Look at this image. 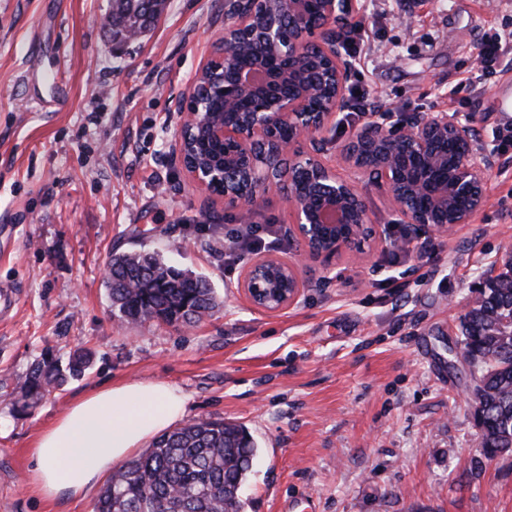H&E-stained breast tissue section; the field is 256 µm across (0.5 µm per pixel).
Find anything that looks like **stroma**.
Here are the masks:
<instances>
[{"instance_id": "35a3bbf8", "label": "stroma", "mask_w": 512, "mask_h": 512, "mask_svg": "<svg viewBox=\"0 0 512 512\" xmlns=\"http://www.w3.org/2000/svg\"><path fill=\"white\" fill-rule=\"evenodd\" d=\"M112 0H0V395L44 352L85 348V375L25 408L0 404V512H92L98 489L48 502L31 488L30 448L73 400L124 381L167 382L186 420L244 426L258 453L243 512H282L316 496L319 512H512V456L470 474L481 431L454 321L480 272L512 241V169L495 170L484 209L426 250L405 247L386 187L363 193L389 242L304 268L308 285L278 312L253 306L230 258L231 232L274 225L287 258L288 195L259 194L228 212L175 159L177 102L224 33V0H166L154 28L114 44ZM368 37L352 61L349 102L378 111L480 112L485 148L512 155V89L501 64L477 94H451L483 42L512 34V0H359ZM65 64L67 106L39 73ZM159 252L206 276L218 305L188 329L114 319L112 254ZM407 286L394 292L392 280Z\"/></svg>"}]
</instances>
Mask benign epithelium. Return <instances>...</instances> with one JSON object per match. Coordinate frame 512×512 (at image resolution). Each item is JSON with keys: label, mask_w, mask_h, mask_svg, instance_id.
Masks as SVG:
<instances>
[{"label": "benign epithelium", "mask_w": 512, "mask_h": 512, "mask_svg": "<svg viewBox=\"0 0 512 512\" xmlns=\"http://www.w3.org/2000/svg\"><path fill=\"white\" fill-rule=\"evenodd\" d=\"M288 12V25L280 20ZM357 0H322L317 24H306L305 0H225L224 44L199 67L189 91L180 101L184 115L177 136V157L197 185L211 191L224 184L219 198L224 209L251 212L258 193L277 185L283 167L288 180L300 167L309 174L306 188L288 186L289 223L299 243L294 257L256 259L248 268L243 288L257 308L278 312L296 302L305 288L299 267L328 264L337 255L366 254L365 245L382 239L373 224L360 190L363 179L384 182L391 195L398 224L406 231L404 244H427L437 235L449 236L471 224L487 202L491 172L499 164L497 152L479 145L478 112H409L388 124L390 114L365 112L349 143L336 150V160L318 157L327 143L325 134L336 131L355 68L347 58L344 32L358 23ZM248 42L279 55L288 63L286 78L298 84L292 96L267 87L259 66L240 70L233 82L220 83L216 75L234 62L229 43ZM255 95V110L245 117L217 119L207 110V99ZM204 128L218 140H231L237 150L224 163L199 166L188 163L185 135L189 126ZM293 130L288 142L277 138L283 125ZM452 142L459 152L448 161L442 145ZM309 143L312 154H302ZM345 165L350 174L337 167ZM429 204L414 206L417 197ZM484 288H512V245L480 274L472 301Z\"/></svg>", "instance_id": "1"}]
</instances>
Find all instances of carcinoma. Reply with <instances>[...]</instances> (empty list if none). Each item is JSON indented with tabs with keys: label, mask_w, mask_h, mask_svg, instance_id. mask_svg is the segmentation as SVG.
<instances>
[{
	"label": "carcinoma",
	"mask_w": 512,
	"mask_h": 512,
	"mask_svg": "<svg viewBox=\"0 0 512 512\" xmlns=\"http://www.w3.org/2000/svg\"><path fill=\"white\" fill-rule=\"evenodd\" d=\"M164 0H112V38L125 39L135 25L142 32L157 22ZM202 132L191 135L187 153L198 162L232 154ZM106 288L112 313L122 322L144 325L161 317L198 323L215 308L210 281L180 269L157 252L129 251L111 256ZM460 344L471 356L482 384L480 456L512 454V288H489L481 303L460 317ZM88 354L74 353L64 366L50 352L41 354L16 383L14 394L26 402L80 379ZM258 448L241 425L198 419L159 435L151 447L125 461L108 478L93 512H242L241 489Z\"/></svg>",
	"instance_id": "carcinoma-1"
}]
</instances>
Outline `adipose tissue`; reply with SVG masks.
<instances>
[{
  "mask_svg": "<svg viewBox=\"0 0 512 512\" xmlns=\"http://www.w3.org/2000/svg\"><path fill=\"white\" fill-rule=\"evenodd\" d=\"M186 403L160 381L115 384L77 399L32 447L36 492L48 501L83 497L133 450L183 419Z\"/></svg>",
  "mask_w": 512,
  "mask_h": 512,
  "instance_id": "ef3b65f1",
  "label": "adipose tissue"
}]
</instances>
